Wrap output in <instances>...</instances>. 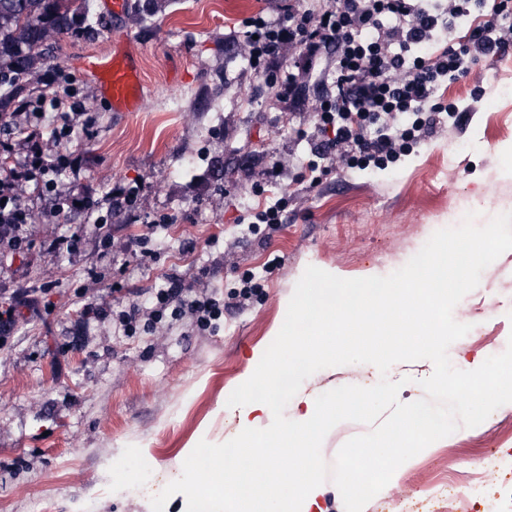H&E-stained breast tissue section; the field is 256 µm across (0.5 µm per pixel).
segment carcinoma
<instances>
[{"instance_id": "1", "label": "carcinoma", "mask_w": 512, "mask_h": 512, "mask_svg": "<svg viewBox=\"0 0 512 512\" xmlns=\"http://www.w3.org/2000/svg\"><path fill=\"white\" fill-rule=\"evenodd\" d=\"M90 16V0H0V78H23L50 36L87 33Z\"/></svg>"}]
</instances>
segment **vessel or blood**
I'll list each match as a JSON object with an SVG mask.
<instances>
[{
	"label": "vessel or blood",
	"mask_w": 512,
	"mask_h": 512,
	"mask_svg": "<svg viewBox=\"0 0 512 512\" xmlns=\"http://www.w3.org/2000/svg\"><path fill=\"white\" fill-rule=\"evenodd\" d=\"M83 70L92 76L98 91L116 112L139 111L143 103L144 84L141 64L133 53H113L110 60L89 55L82 61Z\"/></svg>",
	"instance_id": "b4317fda"
}]
</instances>
